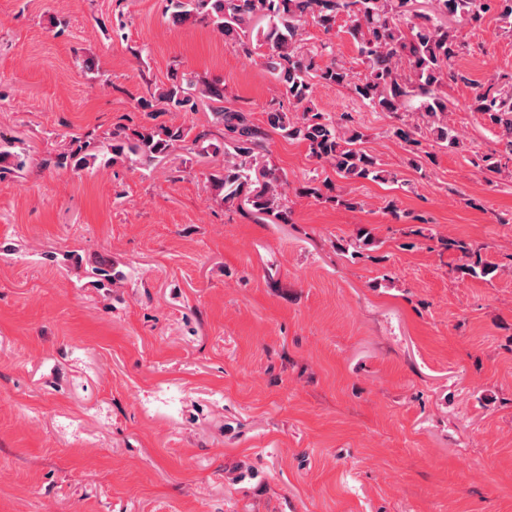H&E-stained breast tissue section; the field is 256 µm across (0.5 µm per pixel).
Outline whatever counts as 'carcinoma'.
I'll return each mask as SVG.
<instances>
[{
    "label": "carcinoma",
    "instance_id": "1",
    "mask_svg": "<svg viewBox=\"0 0 512 512\" xmlns=\"http://www.w3.org/2000/svg\"><path fill=\"white\" fill-rule=\"evenodd\" d=\"M415 0H168L176 24L200 20L224 35L226 42L262 65L288 97L289 108L271 109L266 125L251 121L247 113L224 106V87L217 82L197 86L193 80L176 75L139 108L151 118L166 112H197L209 108L217 124L224 127V143L210 141L206 130L155 124L132 132H112L110 149L123 153L125 146L148 161L169 154L176 146L224 154V167L208 177L210 187L223 196L224 203L248 206L257 217H274L286 224L290 210L285 204L286 182L272 168L256 171L261 151L266 149L269 131L307 146L309 156L328 163L336 175L347 181H395V175L381 167L377 158L357 147L364 133L353 124L349 113L332 116L313 103L316 79L345 87L365 106L400 121L393 134L413 146L422 144L425 134L444 148L460 146L448 123V99L439 93L444 79L469 82L455 68L460 45L450 22L471 24L495 11L502 20L512 21V0H426L416 11ZM351 19L364 72L358 76L345 66L323 62V51H302L308 20L324 32L334 29L340 16ZM469 108L481 113L500 129L505 152L512 156V83L509 89L491 83L475 88ZM98 143L84 140L77 149L55 157L61 169L81 170L98 159ZM330 182L314 176L300 194L320 199ZM447 248L461 253L462 273L486 276L492 268L465 242L447 241ZM100 281L114 278L112 263L100 257L88 261Z\"/></svg>",
    "mask_w": 512,
    "mask_h": 512
}]
</instances>
